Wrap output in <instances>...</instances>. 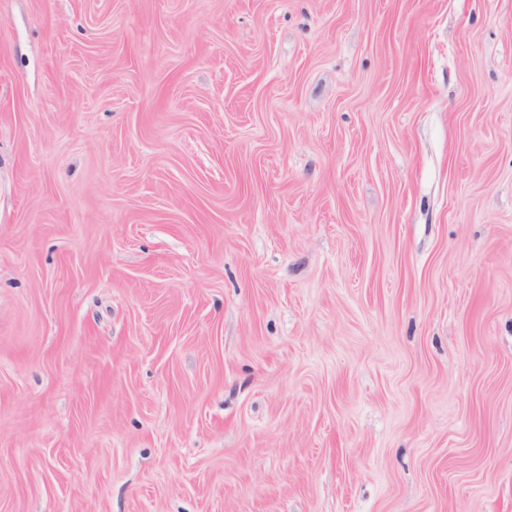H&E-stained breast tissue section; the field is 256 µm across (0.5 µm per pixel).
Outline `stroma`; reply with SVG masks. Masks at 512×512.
<instances>
[{"label": "stroma", "instance_id": "stroma-1", "mask_svg": "<svg viewBox=\"0 0 512 512\" xmlns=\"http://www.w3.org/2000/svg\"><path fill=\"white\" fill-rule=\"evenodd\" d=\"M0 512H512V0H0Z\"/></svg>", "mask_w": 512, "mask_h": 512}]
</instances>
